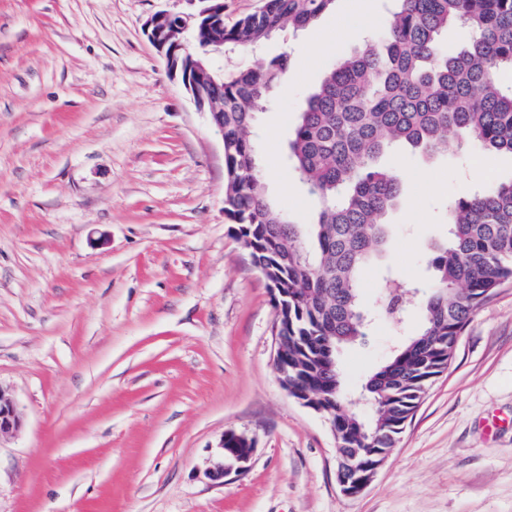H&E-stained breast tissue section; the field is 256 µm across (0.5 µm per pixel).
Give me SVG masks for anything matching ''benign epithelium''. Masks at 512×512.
<instances>
[{
    "mask_svg": "<svg viewBox=\"0 0 512 512\" xmlns=\"http://www.w3.org/2000/svg\"><path fill=\"white\" fill-rule=\"evenodd\" d=\"M194 6L189 13H172L167 10H158L150 15L143 24V30L152 45L165 58L170 74L178 76L177 55L181 54L193 61L195 71L200 80V90L193 101L200 111H205V101L208 98L209 86H217L216 80L210 75L204 63L193 55V33L202 18L214 16L216 28L224 30L223 0H188ZM22 425L16 403L12 395L0 388V438L16 433ZM220 451H227L231 461L216 464L209 472L212 479L222 481L235 474H242L251 460L254 443L243 434L229 431L224 434L219 444ZM386 457L371 466L363 475L353 480L348 473L357 469L355 459L346 462L336 461V479L342 493L346 496H355L364 491L372 482L378 469L385 462Z\"/></svg>",
    "mask_w": 512,
    "mask_h": 512,
    "instance_id": "7a95c632",
    "label": "benign epithelium"
}]
</instances>
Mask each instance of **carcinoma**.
Instances as JSON below:
<instances>
[{"instance_id": "cac0c4a2", "label": "carcinoma", "mask_w": 512, "mask_h": 512, "mask_svg": "<svg viewBox=\"0 0 512 512\" xmlns=\"http://www.w3.org/2000/svg\"><path fill=\"white\" fill-rule=\"evenodd\" d=\"M336 0H267L266 9L224 29V45L250 50L278 31L314 25ZM464 30L448 45V28ZM282 52L218 79L224 105V214L252 264L276 291L284 335L282 376L292 397L311 396L342 451L361 449L373 463L399 441L436 378L451 363L479 308L512 280V180L470 188L446 206L448 231L429 259V290L386 277L372 310L363 305L362 271L380 262L390 213L402 202L404 176L386 163L410 148L431 159L457 141L512 156V0H391L385 26L356 52L337 59L307 97L288 140L294 178L314 202L308 229L269 197L254 135L290 68ZM312 247L303 246L304 234ZM423 310L419 330L402 339L362 383L367 417L347 405L341 350L366 336L365 315L403 317L409 298Z\"/></svg>"}]
</instances>
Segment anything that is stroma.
I'll use <instances>...</instances> for the list:
<instances>
[{
    "mask_svg": "<svg viewBox=\"0 0 512 512\" xmlns=\"http://www.w3.org/2000/svg\"><path fill=\"white\" fill-rule=\"evenodd\" d=\"M354 2L236 57L291 53L258 128L267 192L298 224L313 204L285 155L297 114L387 18V0L363 20ZM161 9L190 6L0 0V387L23 420L0 439V512H512V281L373 482L344 496L328 424L278 381L274 296L224 214L222 138L143 32ZM392 164L402 278L428 279L443 206L477 184L475 166L512 178V157L453 144ZM420 322L416 308L402 326L378 318L344 349L350 391ZM229 430L255 448L219 482L207 469Z\"/></svg>",
    "mask_w": 512,
    "mask_h": 512,
    "instance_id": "1",
    "label": "stroma"
}]
</instances>
